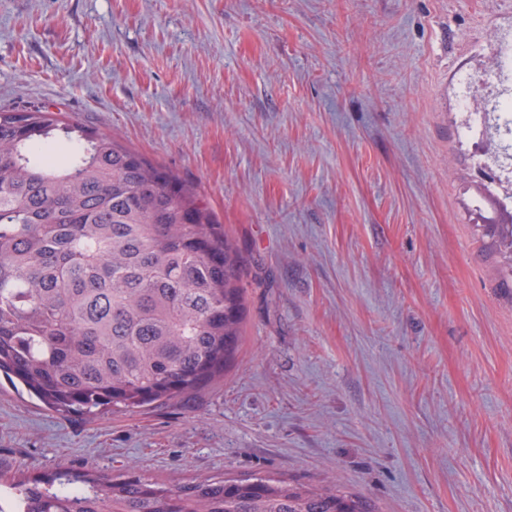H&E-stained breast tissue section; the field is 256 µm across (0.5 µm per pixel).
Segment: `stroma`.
Instances as JSON below:
<instances>
[{
    "label": "stroma",
    "instance_id": "stroma-1",
    "mask_svg": "<svg viewBox=\"0 0 512 512\" xmlns=\"http://www.w3.org/2000/svg\"><path fill=\"white\" fill-rule=\"evenodd\" d=\"M512 0H0V107L194 185L244 263L223 377L60 416L0 376V480L272 475L379 512H512V260L464 140Z\"/></svg>",
    "mask_w": 512,
    "mask_h": 512
}]
</instances>
